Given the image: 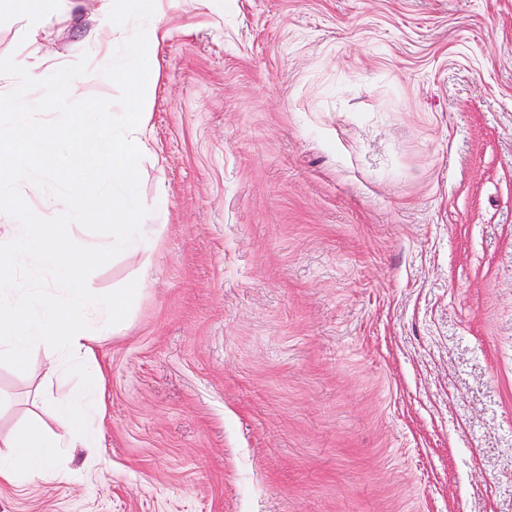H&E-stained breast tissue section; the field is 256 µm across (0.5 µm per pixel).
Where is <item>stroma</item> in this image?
<instances>
[{
	"label": "stroma",
	"instance_id": "1",
	"mask_svg": "<svg viewBox=\"0 0 512 512\" xmlns=\"http://www.w3.org/2000/svg\"><path fill=\"white\" fill-rule=\"evenodd\" d=\"M143 281L95 454L0 364V435L62 436L0 512H512V0H161ZM93 0L0 58L88 52Z\"/></svg>",
	"mask_w": 512,
	"mask_h": 512
}]
</instances>
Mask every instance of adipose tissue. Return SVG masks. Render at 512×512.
<instances>
[{"instance_id":"adipose-tissue-1","label":"adipose tissue","mask_w":512,"mask_h":512,"mask_svg":"<svg viewBox=\"0 0 512 512\" xmlns=\"http://www.w3.org/2000/svg\"><path fill=\"white\" fill-rule=\"evenodd\" d=\"M0 444L5 447L0 454V482L19 483L46 477L62 442L51 429L22 426Z\"/></svg>"}]
</instances>
